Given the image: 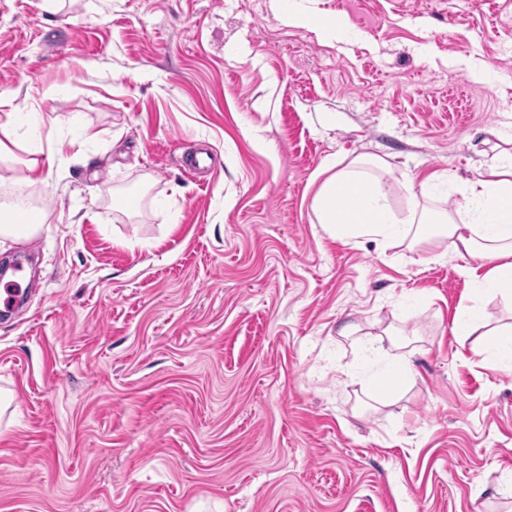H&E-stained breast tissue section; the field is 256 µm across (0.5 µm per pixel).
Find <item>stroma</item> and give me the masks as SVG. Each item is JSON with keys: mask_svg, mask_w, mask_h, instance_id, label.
Masks as SVG:
<instances>
[{"mask_svg": "<svg viewBox=\"0 0 512 512\" xmlns=\"http://www.w3.org/2000/svg\"><path fill=\"white\" fill-rule=\"evenodd\" d=\"M300 3L350 41L275 0H0V96L61 158L37 248L0 250V512H512V364L453 331L511 325L512 287L311 210L380 158L436 222L512 152V0ZM394 337L414 373L376 398ZM288 17L295 24L299 26H308L313 25L323 33L330 35L332 37L341 38L345 33L344 26L340 19H314L307 12L298 9L296 6L292 4L290 8H288ZM485 327L481 313L476 306L464 305L457 310L455 330L459 336H472Z\"/></svg>", "mask_w": 512, "mask_h": 512, "instance_id": "1", "label": "stroma"}]
</instances>
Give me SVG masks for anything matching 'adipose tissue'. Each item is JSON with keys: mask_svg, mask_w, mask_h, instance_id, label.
Listing matches in <instances>:
<instances>
[{"mask_svg": "<svg viewBox=\"0 0 512 512\" xmlns=\"http://www.w3.org/2000/svg\"><path fill=\"white\" fill-rule=\"evenodd\" d=\"M42 124L37 112L1 113L0 165L11 166L17 151L27 150L29 138L39 136ZM311 208L330 238H368L386 248L408 238L417 244L432 240L490 262V270L477 281L478 291L491 292L512 282V159L471 182L464 204L457 207L455 215L446 216L432 234L396 223L382 181L356 161L323 181Z\"/></svg>", "mask_w": 512, "mask_h": 512, "instance_id": "ef3b65f1", "label": "adipose tissue"}]
</instances>
